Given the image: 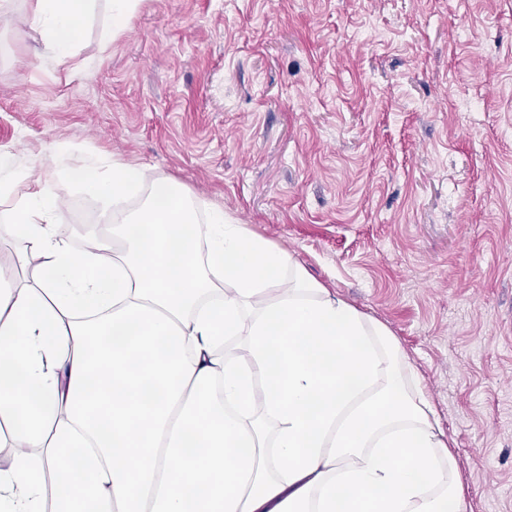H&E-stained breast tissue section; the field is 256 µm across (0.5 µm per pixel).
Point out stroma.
I'll list each match as a JSON object with an SVG mask.
<instances>
[{"mask_svg":"<svg viewBox=\"0 0 512 512\" xmlns=\"http://www.w3.org/2000/svg\"><path fill=\"white\" fill-rule=\"evenodd\" d=\"M0 24V148L97 152L219 206L387 326L457 463L465 512H512V0H142L83 67L25 0ZM63 198L56 233L89 194Z\"/></svg>","mask_w":512,"mask_h":512,"instance_id":"stroma-1","label":"stroma"}]
</instances>
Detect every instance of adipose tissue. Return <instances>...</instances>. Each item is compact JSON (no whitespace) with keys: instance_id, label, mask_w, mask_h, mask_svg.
Segmentation results:
<instances>
[{"instance_id":"adipose-tissue-1","label":"adipose tissue","mask_w":512,"mask_h":512,"mask_svg":"<svg viewBox=\"0 0 512 512\" xmlns=\"http://www.w3.org/2000/svg\"><path fill=\"white\" fill-rule=\"evenodd\" d=\"M92 0H28L47 54ZM106 231L55 233L44 175L0 152V512H464L456 459L391 332L223 208L140 167L48 157ZM143 195L139 208L133 196ZM33 264L18 285L16 265Z\"/></svg>"}]
</instances>
